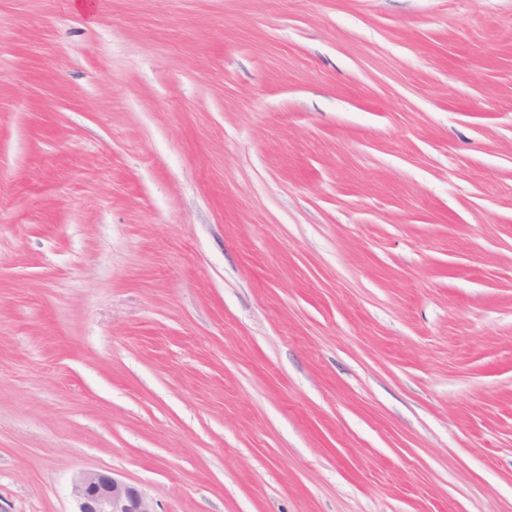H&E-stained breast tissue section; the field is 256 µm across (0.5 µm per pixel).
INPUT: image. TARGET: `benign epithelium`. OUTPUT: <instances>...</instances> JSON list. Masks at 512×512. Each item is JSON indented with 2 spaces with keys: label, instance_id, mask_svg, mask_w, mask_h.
<instances>
[{
  "label": "benign epithelium",
  "instance_id": "obj_1",
  "mask_svg": "<svg viewBox=\"0 0 512 512\" xmlns=\"http://www.w3.org/2000/svg\"><path fill=\"white\" fill-rule=\"evenodd\" d=\"M78 512H156L137 487L98 470H82L72 480Z\"/></svg>",
  "mask_w": 512,
  "mask_h": 512
}]
</instances>
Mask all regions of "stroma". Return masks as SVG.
Masks as SVG:
<instances>
[{
	"label": "stroma",
	"instance_id": "35a3bbf8",
	"mask_svg": "<svg viewBox=\"0 0 512 512\" xmlns=\"http://www.w3.org/2000/svg\"><path fill=\"white\" fill-rule=\"evenodd\" d=\"M512 512V0H0V512ZM76 512H157L137 487L98 470H82L72 480Z\"/></svg>",
	"mask_w": 512,
	"mask_h": 512
}]
</instances>
